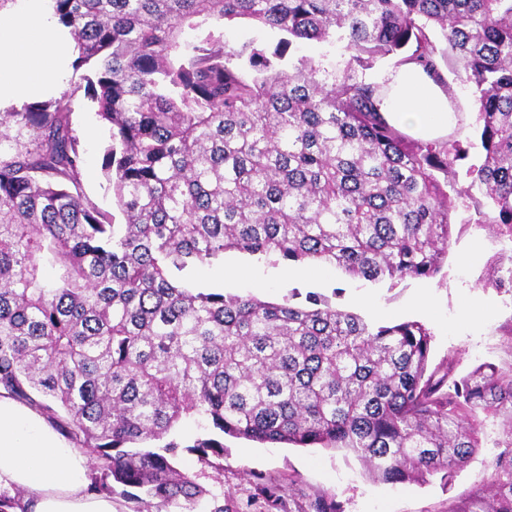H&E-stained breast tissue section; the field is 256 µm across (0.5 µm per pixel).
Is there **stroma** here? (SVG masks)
I'll list each match as a JSON object with an SVG mask.
<instances>
[{
  "instance_id": "obj_1",
  "label": "stroma",
  "mask_w": 512,
  "mask_h": 512,
  "mask_svg": "<svg viewBox=\"0 0 512 512\" xmlns=\"http://www.w3.org/2000/svg\"><path fill=\"white\" fill-rule=\"evenodd\" d=\"M279 32L246 19L224 26V41L232 48L248 44L273 51ZM73 128L84 151L82 170L86 193L104 211L123 223L112 190L101 169L109 142L91 100L77 96ZM502 249L492 228L472 222L458 210L448 258L441 272L429 279H408L397 284L374 283L346 276L332 266L309 274L308 264L272 263L238 251L223 261L199 268L196 285L227 294H251L280 302L292 293L315 292L339 309L381 323L418 320L433 334L432 363L453 361L456 374L490 363L512 374V294L483 286L487 262ZM252 268L251 278L239 280L232 269ZM499 426L485 429L482 446L472 461L458 471L451 485L429 477L423 483L391 484L373 480L361 462L342 449L268 447L245 439L225 437L224 471L203 477V485L223 493L230 512H298L316 497L335 500L340 512H447L448 502L465 497L491 478Z\"/></svg>"
}]
</instances>
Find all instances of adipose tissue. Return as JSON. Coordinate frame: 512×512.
<instances>
[{
  "label": "adipose tissue",
  "instance_id": "obj_1",
  "mask_svg": "<svg viewBox=\"0 0 512 512\" xmlns=\"http://www.w3.org/2000/svg\"><path fill=\"white\" fill-rule=\"evenodd\" d=\"M78 53L48 0H17L0 14V112L57 90ZM380 111L413 137H445L454 121L448 94L432 73L410 64L385 73ZM86 457L35 410L0 397V482L26 491L29 512H115L87 493Z\"/></svg>",
  "mask_w": 512,
  "mask_h": 512
}]
</instances>
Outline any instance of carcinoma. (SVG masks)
<instances>
[{"label": "carcinoma", "instance_id": "cac0c4a2", "mask_svg": "<svg viewBox=\"0 0 512 512\" xmlns=\"http://www.w3.org/2000/svg\"><path fill=\"white\" fill-rule=\"evenodd\" d=\"M83 83L0 112V396L43 414L94 462L87 492L131 512H229L176 466L223 465L224 435L341 448L372 478L451 484L501 422L494 477L448 512H512V376L428 371L433 334L309 292L295 304L193 287L236 250L351 278H432L457 199L512 244V0H49ZM248 19L271 54L224 43ZM446 44L438 48L435 38ZM295 40L336 60L282 62ZM454 74L482 153L416 141L380 114L376 62ZM84 93L108 129L102 169L124 223L85 194L72 123ZM484 283L512 293V264ZM186 419L205 431L183 445ZM0 512H28L0 488ZM284 34L259 27L247 19H237L224 25V43L232 48L250 44L271 53Z\"/></svg>", "mask_w": 512, "mask_h": 512}]
</instances>
